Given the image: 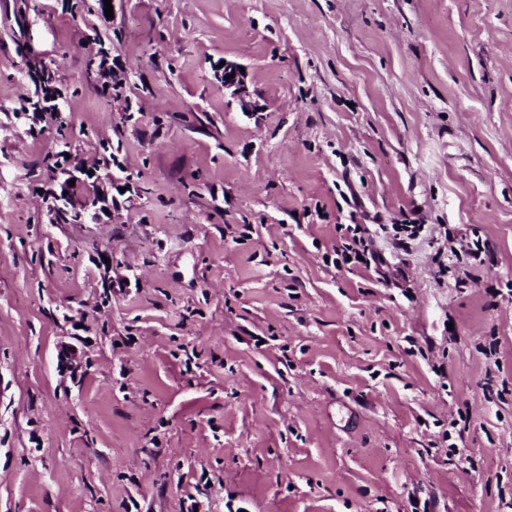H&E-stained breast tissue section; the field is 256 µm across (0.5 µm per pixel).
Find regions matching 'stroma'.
<instances>
[{
	"mask_svg": "<svg viewBox=\"0 0 512 512\" xmlns=\"http://www.w3.org/2000/svg\"><path fill=\"white\" fill-rule=\"evenodd\" d=\"M0 512H512V0H0ZM232 73H235V76H232L231 79L225 80V76L232 75ZM220 82L224 88V92L230 91L232 96L239 99L243 109L247 110L250 105L245 101L247 92L244 84V76L240 69L233 63H225L224 72L220 76ZM81 165H74L72 169L65 171L66 178L59 183L58 190L51 192L50 198V210L56 214L57 211H73L78 215L77 223H82L85 218V214L88 213L90 207L96 206L102 199L99 192L93 196L80 197V188L84 184L82 175H86V170L82 171ZM75 179V186H70L69 181ZM64 192H68L67 196H64ZM74 205V208H72ZM71 213L67 217L65 215H58V224H72L75 223L77 217Z\"/></svg>",
	"mask_w": 512,
	"mask_h": 512,
	"instance_id": "35a3bbf8",
	"label": "stroma"
}]
</instances>
